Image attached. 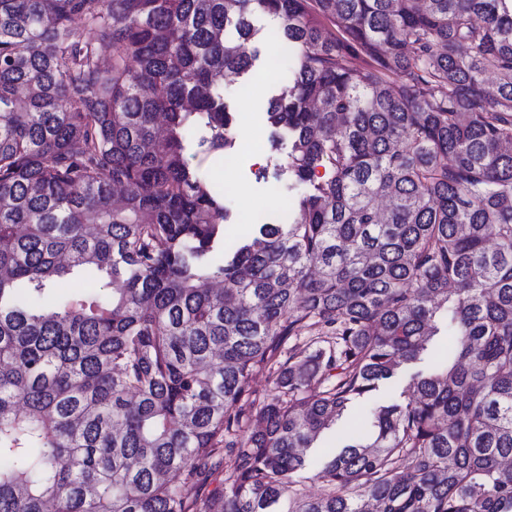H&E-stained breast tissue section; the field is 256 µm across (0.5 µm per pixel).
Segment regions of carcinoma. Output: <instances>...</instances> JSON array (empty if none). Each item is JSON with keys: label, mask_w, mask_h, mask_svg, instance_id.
I'll return each instance as SVG.
<instances>
[{"label": "carcinoma", "mask_w": 512, "mask_h": 512, "mask_svg": "<svg viewBox=\"0 0 512 512\" xmlns=\"http://www.w3.org/2000/svg\"><path fill=\"white\" fill-rule=\"evenodd\" d=\"M257 14L295 53L267 116L303 191L220 264L184 151L234 147L215 80ZM509 144L512 0H0V512H512ZM88 270L112 291L54 295ZM439 336L433 348L428 350L421 356V360L405 365L391 382L384 386V391L387 397H391L392 400L403 401L408 395V388L410 383V377L412 374L422 371H429L433 365L438 361L436 348L441 344L447 342L446 333ZM406 391L405 395H401L402 392ZM342 441L334 432H327L314 446L307 451L308 459L306 468L294 476L298 485L303 486L311 494L321 492V483L314 479V475L320 470L328 453L334 452L342 446ZM224 488V467L206 468V478L199 481L198 484H190L187 489L188 500L194 501L195 499L200 500L208 496V494L214 489Z\"/></svg>", "instance_id": "1"}]
</instances>
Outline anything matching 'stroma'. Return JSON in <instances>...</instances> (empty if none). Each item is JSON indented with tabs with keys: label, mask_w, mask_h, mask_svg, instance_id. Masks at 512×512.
I'll use <instances>...</instances> for the list:
<instances>
[{
	"label": "stroma",
	"mask_w": 512,
	"mask_h": 512,
	"mask_svg": "<svg viewBox=\"0 0 512 512\" xmlns=\"http://www.w3.org/2000/svg\"><path fill=\"white\" fill-rule=\"evenodd\" d=\"M254 24L259 31L257 60L245 79H227L222 85L224 100L234 117V149L208 151L200 144L204 133L199 130L186 153L189 164L209 177L224 200L228 214L225 244L229 247L239 235L252 230L256 219L286 221L289 203L302 191L301 185L280 169L288 154V138L274 136L266 116L267 99L288 81L293 61L279 53L277 18L259 15ZM252 153L259 154V162H248Z\"/></svg>",
	"instance_id": "35a3bbf8"
}]
</instances>
